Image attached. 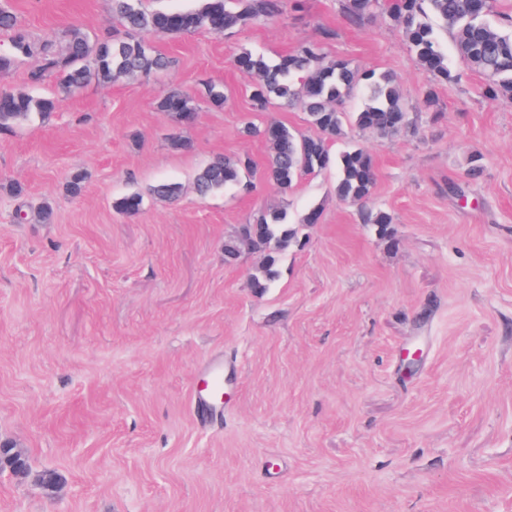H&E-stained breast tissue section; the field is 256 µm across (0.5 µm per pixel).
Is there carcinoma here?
<instances>
[{
	"instance_id": "carcinoma-1",
	"label": "carcinoma",
	"mask_w": 512,
	"mask_h": 512,
	"mask_svg": "<svg viewBox=\"0 0 512 512\" xmlns=\"http://www.w3.org/2000/svg\"><path fill=\"white\" fill-rule=\"evenodd\" d=\"M341 11L351 26H360L378 10L380 0H340ZM495 0L489 7L479 0H391L388 12L405 32L418 66L438 81L452 79L448 55L442 49L438 31L453 36L457 56L481 74L485 96L491 102H512V14L502 17L503 28L489 22ZM282 9L281 0H198L197 7L184 11H147L135 0H112V12L123 31L95 39L85 32H69L65 47L29 39L11 11L0 7V33L9 36L11 52L0 54V70H8L22 58L38 60L28 72V82L38 86L52 78L65 91H75L96 82L112 84L131 78H146L169 67L167 57L156 50L151 38L172 37L206 30L222 35L249 21L273 17ZM235 68L252 75L253 112L260 115L273 105H300L318 130L304 137L282 123H246L244 133L261 137L270 147L265 176L283 194L288 193L303 174L336 168V197L361 208L364 223L372 224L380 235L393 234L392 218L382 210L364 209V203L376 182L372 156L361 147H352L332 156L329 143L345 135L347 122L360 130L382 136H396L415 130L411 107L400 89L397 77L384 72L359 74L344 59L323 62L322 46L301 42L291 51L268 59L243 50L233 59ZM363 100L353 116L344 111L352 97ZM158 111L179 124L193 120L197 110L195 97L179 89H169L155 101ZM59 107L56 97H35L27 93L0 91V131L28 119L33 112L49 114ZM252 169L250 157L235 160L217 158L194 176L198 194L208 196L226 186L242 183L244 173ZM179 193L173 183L152 185L147 191H133L112 202V208L124 215L138 214L144 195L170 200ZM321 209L312 207L297 224L288 220L284 208L264 210L253 224L254 250L264 253V262L252 285L263 292L278 276L282 251L300 242L301 230L318 223Z\"/></svg>"
}]
</instances>
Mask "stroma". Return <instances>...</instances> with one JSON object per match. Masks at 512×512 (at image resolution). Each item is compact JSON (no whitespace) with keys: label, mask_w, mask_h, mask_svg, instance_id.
<instances>
[{"label":"stroma","mask_w":512,"mask_h":512,"mask_svg":"<svg viewBox=\"0 0 512 512\" xmlns=\"http://www.w3.org/2000/svg\"><path fill=\"white\" fill-rule=\"evenodd\" d=\"M1 6L59 45L74 26H119L111 0ZM282 9L160 42L171 65L148 79L69 94L29 87L31 58L0 72V90L60 99L0 131V444L29 464L0 470V512H512V103L484 98L455 57L453 81L434 80L384 10L351 26L339 0ZM324 27L327 60L396 74L413 107L416 133L352 127L330 146L373 157L367 207L392 216L390 239L337 198L335 169L280 194L263 177L267 144L242 133L252 79L234 56L273 57ZM209 84L224 105L201 104L190 124L154 106L160 90ZM173 135L192 150H173ZM217 156L254 168L199 198L194 176ZM76 172L86 181L71 196ZM159 182L179 198L113 210ZM279 206L295 222L313 206L322 216L260 293L261 254L228 263L224 242ZM218 365L233 386L212 416L199 399ZM46 471L62 478L55 491Z\"/></svg>","instance_id":"stroma-1"}]
</instances>
